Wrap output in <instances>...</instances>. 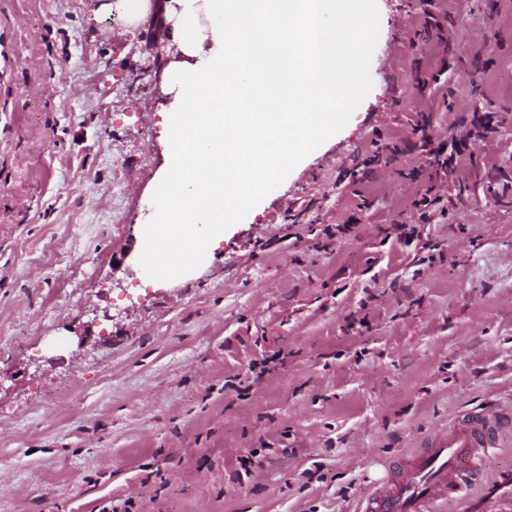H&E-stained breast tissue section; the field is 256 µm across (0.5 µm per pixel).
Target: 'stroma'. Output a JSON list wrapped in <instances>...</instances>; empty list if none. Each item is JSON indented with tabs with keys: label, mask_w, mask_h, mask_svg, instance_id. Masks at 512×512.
<instances>
[{
	"label": "stroma",
	"mask_w": 512,
	"mask_h": 512,
	"mask_svg": "<svg viewBox=\"0 0 512 512\" xmlns=\"http://www.w3.org/2000/svg\"><path fill=\"white\" fill-rule=\"evenodd\" d=\"M377 5L343 129L156 281L173 96L146 22L0 0V512H358L462 410L512 411V0H434L444 45L419 0ZM487 113L445 167L412 131L451 144ZM381 138L399 154L363 169ZM484 470L444 512H512V429Z\"/></svg>",
	"instance_id": "35a3bbf8"
}]
</instances>
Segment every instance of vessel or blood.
Here are the masks:
<instances>
[{"mask_svg": "<svg viewBox=\"0 0 512 512\" xmlns=\"http://www.w3.org/2000/svg\"><path fill=\"white\" fill-rule=\"evenodd\" d=\"M509 427L512 415L504 412L483 408L459 414L426 448L398 465L382 488L363 494V512H440L448 499L483 482V461L500 447Z\"/></svg>", "mask_w": 512, "mask_h": 512, "instance_id": "1", "label": "vessel or blood"}]
</instances>
